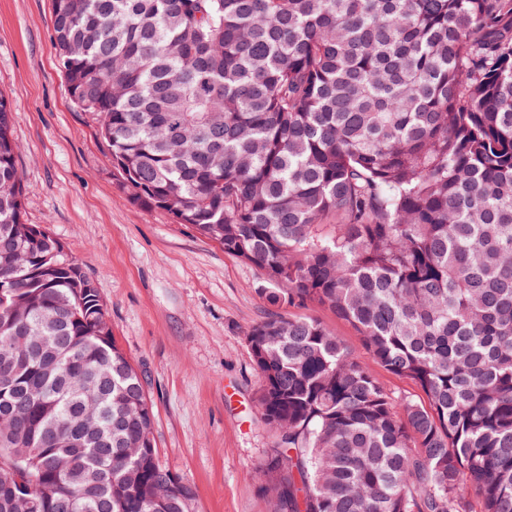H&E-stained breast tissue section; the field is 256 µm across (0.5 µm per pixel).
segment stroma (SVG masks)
<instances>
[{
  "label": "stroma",
  "instance_id": "35a3bbf8",
  "mask_svg": "<svg viewBox=\"0 0 512 512\" xmlns=\"http://www.w3.org/2000/svg\"><path fill=\"white\" fill-rule=\"evenodd\" d=\"M53 0H0V95L12 103L26 223L47 228L93 280L112 336L154 410L157 462L192 487L195 512H272L256 477L274 438L257 420L259 379L244 334L266 319L260 273L191 225L135 204L97 114L69 98L52 46ZM310 317L398 396L355 330Z\"/></svg>",
  "mask_w": 512,
  "mask_h": 512
}]
</instances>
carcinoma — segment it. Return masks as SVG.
<instances>
[{
    "label": "carcinoma",
    "mask_w": 512,
    "mask_h": 512,
    "mask_svg": "<svg viewBox=\"0 0 512 512\" xmlns=\"http://www.w3.org/2000/svg\"><path fill=\"white\" fill-rule=\"evenodd\" d=\"M141 208L262 276L273 512H512V0H54ZM0 95V512H192L93 281L26 232ZM348 322L398 400L318 320ZM288 315L290 316H310L317 319L319 322L333 330L342 341L344 346L347 348L351 356L358 361L364 363L372 370L375 375L385 382V384L391 389L396 396H410L411 398L418 400L421 396L419 390L410 382L396 378L386 371H384L379 365H377L371 356L364 349L360 342L355 330L347 322L336 318V315L327 308H312V309H301V308H289Z\"/></svg>",
    "instance_id": "cac0c4a2"
}]
</instances>
